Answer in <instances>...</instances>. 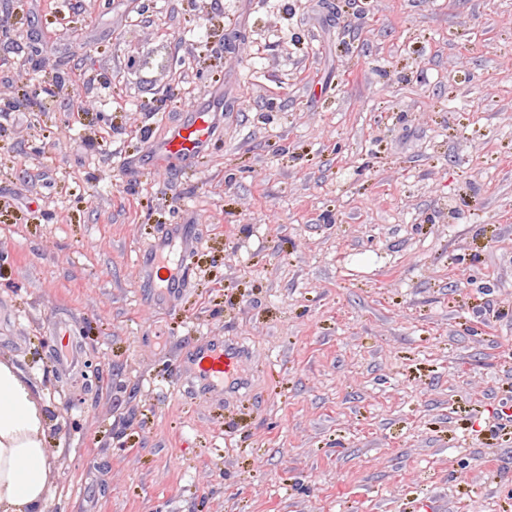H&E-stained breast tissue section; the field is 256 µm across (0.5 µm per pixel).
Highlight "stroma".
<instances>
[{
	"mask_svg": "<svg viewBox=\"0 0 512 512\" xmlns=\"http://www.w3.org/2000/svg\"><path fill=\"white\" fill-rule=\"evenodd\" d=\"M0 360L45 512H512V0H0ZM216 120L211 112H193L191 118L177 127L158 149L170 161L200 151L215 135ZM191 251L192 247L180 236L171 232L157 235L140 260L144 278L154 288H183L186 261ZM242 358L238 348L212 341L203 343L194 356L196 375L200 381L198 392L204 396L223 397L224 380L240 376Z\"/></svg>",
	"mask_w": 512,
	"mask_h": 512,
	"instance_id": "obj_1",
	"label": "stroma"
}]
</instances>
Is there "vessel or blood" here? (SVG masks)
Here are the masks:
<instances>
[{
  "label": "vessel or blood",
  "mask_w": 512,
  "mask_h": 512,
  "mask_svg": "<svg viewBox=\"0 0 512 512\" xmlns=\"http://www.w3.org/2000/svg\"><path fill=\"white\" fill-rule=\"evenodd\" d=\"M215 131L213 113H193L186 123L172 132L159 152L171 161L193 155L214 137ZM191 251V246L173 233L157 235L140 260L145 279L156 288L183 287L186 261ZM241 361L242 352L238 348L210 341L203 343L194 356L200 393L223 395L225 380L239 377Z\"/></svg>",
  "instance_id": "b4317fda"
}]
</instances>
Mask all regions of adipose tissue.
<instances>
[{"label": "adipose tissue", "mask_w": 512, "mask_h": 512, "mask_svg": "<svg viewBox=\"0 0 512 512\" xmlns=\"http://www.w3.org/2000/svg\"><path fill=\"white\" fill-rule=\"evenodd\" d=\"M51 473L40 397L21 370L0 361V512H43Z\"/></svg>", "instance_id": "obj_1"}]
</instances>
